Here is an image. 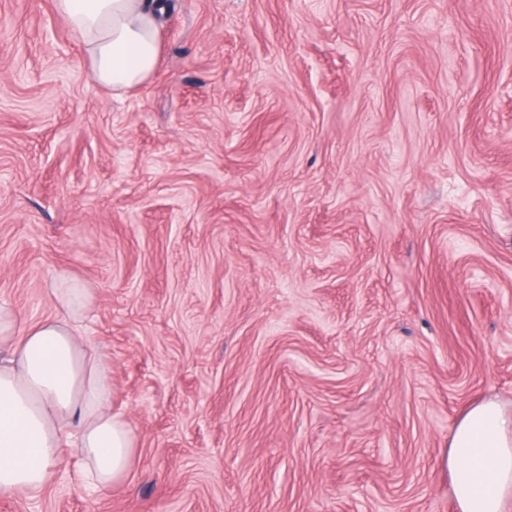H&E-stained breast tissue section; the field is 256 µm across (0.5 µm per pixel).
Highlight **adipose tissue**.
<instances>
[{"label": "adipose tissue", "instance_id": "obj_1", "mask_svg": "<svg viewBox=\"0 0 512 512\" xmlns=\"http://www.w3.org/2000/svg\"><path fill=\"white\" fill-rule=\"evenodd\" d=\"M81 42L95 82L115 93L154 73L164 0H55ZM63 318L15 334V316L0 308V496L37 492L66 448L94 489L125 479L136 436L124 415L110 410L112 375L105 359L77 336L73 322L89 307L86 288H54ZM448 468L459 512H506L512 502V416L488 400L453 431Z\"/></svg>", "mask_w": 512, "mask_h": 512}]
</instances>
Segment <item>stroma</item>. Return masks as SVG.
<instances>
[{"mask_svg": "<svg viewBox=\"0 0 512 512\" xmlns=\"http://www.w3.org/2000/svg\"><path fill=\"white\" fill-rule=\"evenodd\" d=\"M97 86L0 0V305L58 280L137 437L0 512H457L456 424L512 414V0H166Z\"/></svg>", "mask_w": 512, "mask_h": 512, "instance_id": "obj_1", "label": "stroma"}]
</instances>
